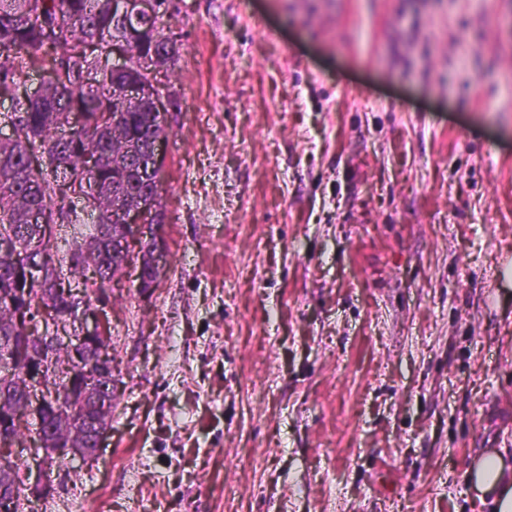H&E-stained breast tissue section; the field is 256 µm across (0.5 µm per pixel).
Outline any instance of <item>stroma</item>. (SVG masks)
<instances>
[{"instance_id": "35a3bbf8", "label": "stroma", "mask_w": 512, "mask_h": 512, "mask_svg": "<svg viewBox=\"0 0 512 512\" xmlns=\"http://www.w3.org/2000/svg\"><path fill=\"white\" fill-rule=\"evenodd\" d=\"M162 25L165 269L114 280L111 426L30 512H491L512 0H167Z\"/></svg>"}]
</instances>
